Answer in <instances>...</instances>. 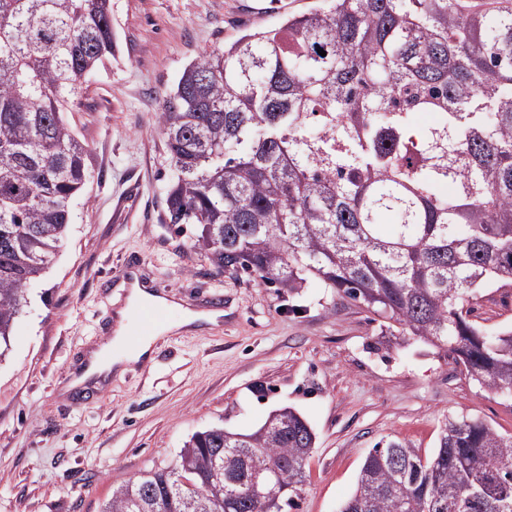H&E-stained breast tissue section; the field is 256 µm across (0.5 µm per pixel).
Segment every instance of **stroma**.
Here are the masks:
<instances>
[{
    "label": "stroma",
    "instance_id": "35a3bbf8",
    "mask_svg": "<svg viewBox=\"0 0 512 512\" xmlns=\"http://www.w3.org/2000/svg\"><path fill=\"white\" fill-rule=\"evenodd\" d=\"M318 0H112L115 53L65 118L91 149L58 256L26 287L0 357V512H99L133 475L175 461L197 431L247 433L279 407L316 434L295 512H339L366 454L400 439L429 454L445 417L512 435V397L310 281L295 292L219 273L195 224L168 223L170 176L158 103L203 53L278 26ZM186 308L224 299L220 324L179 331L99 390L63 393L86 349L110 334L128 256Z\"/></svg>",
    "mask_w": 512,
    "mask_h": 512
}]
</instances>
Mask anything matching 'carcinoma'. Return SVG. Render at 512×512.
<instances>
[{
  "instance_id": "1",
  "label": "carcinoma",
  "mask_w": 512,
  "mask_h": 512,
  "mask_svg": "<svg viewBox=\"0 0 512 512\" xmlns=\"http://www.w3.org/2000/svg\"><path fill=\"white\" fill-rule=\"evenodd\" d=\"M110 21L112 0H0V356L90 177L64 112L112 58ZM158 130L167 219L219 268L315 279L512 395V325L470 320L512 288L511 9L325 0L186 67ZM315 443L291 407L212 426L101 512H288ZM341 512H512V436L463 417L430 455L377 445Z\"/></svg>"
}]
</instances>
